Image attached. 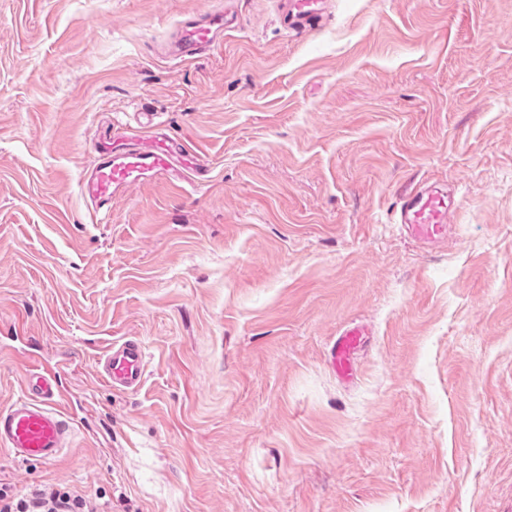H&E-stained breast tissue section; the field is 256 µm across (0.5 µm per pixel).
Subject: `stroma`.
Masks as SVG:
<instances>
[{
  "instance_id": "obj_1",
  "label": "stroma",
  "mask_w": 512,
  "mask_h": 512,
  "mask_svg": "<svg viewBox=\"0 0 512 512\" xmlns=\"http://www.w3.org/2000/svg\"><path fill=\"white\" fill-rule=\"evenodd\" d=\"M225 2L223 45L160 55ZM0 0V406L55 365L73 441L0 487L94 512H512V0ZM205 181L78 183L106 125ZM430 181L423 247L393 221ZM367 330L351 380L329 348ZM146 353L139 391L93 375ZM324 0H286L283 4L287 27L303 33L323 19ZM452 203L446 188L434 184L417 185L400 198L397 222L405 225L414 241L432 246L447 236ZM146 361L143 344L137 339L113 343L92 365L93 373L112 389L137 391L143 384Z\"/></svg>"
}]
</instances>
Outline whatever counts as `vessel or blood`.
I'll return each instance as SVG.
<instances>
[{"instance_id": "b4317fda", "label": "vessel or blood", "mask_w": 512, "mask_h": 512, "mask_svg": "<svg viewBox=\"0 0 512 512\" xmlns=\"http://www.w3.org/2000/svg\"><path fill=\"white\" fill-rule=\"evenodd\" d=\"M324 0H285L287 26L302 33L323 18ZM228 27L224 11H210L184 18L171 41L170 54L185 57L220 46ZM97 161L81 179L80 192L94 209L110 208L113 199L131 186L152 180L182 182L184 172L200 173L201 162L187 142L168 132L145 134L139 128L116 129L104 135L96 147ZM452 200L446 188L434 184L415 186L397 206L398 223L421 245L431 246L448 233ZM364 331L354 326L344 330L330 349V363L343 379L353 375L354 356ZM146 361L137 339L113 343L96 359L92 370L111 388L134 392L143 384ZM53 367L27 371L22 396L0 407V447L22 462L51 463L68 448L72 426L57 408L60 389Z\"/></svg>"}]
</instances>
